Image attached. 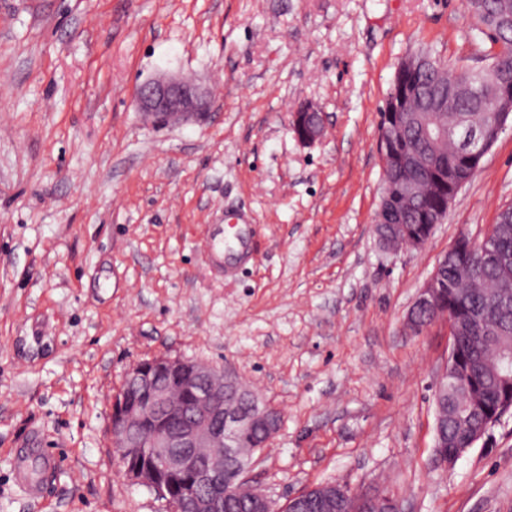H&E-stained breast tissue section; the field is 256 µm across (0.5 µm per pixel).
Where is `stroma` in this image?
I'll return each instance as SVG.
<instances>
[{
	"label": "stroma",
	"mask_w": 512,
	"mask_h": 512,
	"mask_svg": "<svg viewBox=\"0 0 512 512\" xmlns=\"http://www.w3.org/2000/svg\"><path fill=\"white\" fill-rule=\"evenodd\" d=\"M421 48L496 50L465 0H0V512H168L107 432L160 353L231 365L280 412L246 474L276 506L336 481L402 512H512V416L439 464L448 322L405 327L455 239L512 205V126L422 248L375 231L380 114ZM163 74L215 90L208 121L140 116ZM302 105L321 142L296 139ZM226 223L244 253L218 272L203 239ZM292 129L297 140L306 145L314 144L324 137V113L310 106H302L293 112Z\"/></svg>",
	"instance_id": "obj_1"
}]
</instances>
